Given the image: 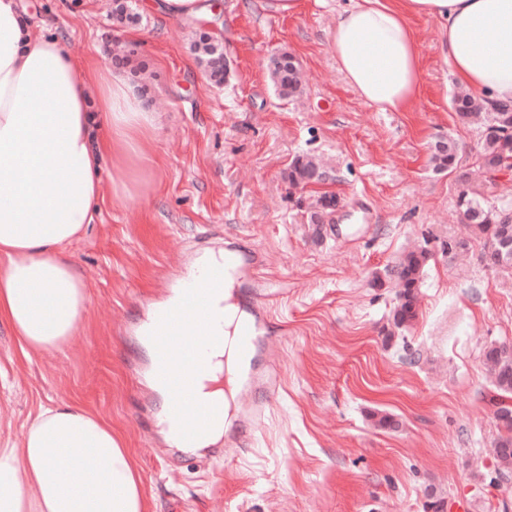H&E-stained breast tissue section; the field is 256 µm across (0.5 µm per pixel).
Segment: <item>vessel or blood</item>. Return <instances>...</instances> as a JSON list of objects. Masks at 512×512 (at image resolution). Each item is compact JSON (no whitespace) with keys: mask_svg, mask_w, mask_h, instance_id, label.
I'll return each mask as SVG.
<instances>
[{"mask_svg":"<svg viewBox=\"0 0 512 512\" xmlns=\"http://www.w3.org/2000/svg\"><path fill=\"white\" fill-rule=\"evenodd\" d=\"M255 260V254H240L238 247L231 243L224 249L222 263L208 266L201 272L176 274V303L158 315L145 335L153 349L151 380L172 394L164 423L172 429L180 447H196L210 426L224 416L223 409L200 399L197 375L205 367V353L181 342L185 320L193 318L198 332L208 342L219 341L212 298L224 289V269L229 266L238 273L253 268ZM257 298V293H249L251 315L239 324L234 345L245 365L241 375L243 387L253 388L265 397L271 394L273 382L255 363L263 340L261 331L266 325L264 310L257 305Z\"/></svg>","mask_w":512,"mask_h":512,"instance_id":"b4317fda","label":"vessel or blood"}]
</instances>
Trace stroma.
<instances>
[{
	"label": "stroma",
	"instance_id": "stroma-1",
	"mask_svg": "<svg viewBox=\"0 0 512 512\" xmlns=\"http://www.w3.org/2000/svg\"><path fill=\"white\" fill-rule=\"evenodd\" d=\"M137 0L142 21L116 28L112 0H29L78 60L121 72L158 120L164 174L142 199L105 202L68 251L82 272L88 315L62 350L24 359L0 330V432L18 433L39 405L80 399L111 419L131 448L150 512H512V481L488 476L499 434L485 365L488 346L512 342V267H492L457 209L466 187L512 209V167L477 163L480 123L458 122L460 86L441 56L437 25L413 20L422 87L409 111L379 112L346 84L327 46L349 0H216L208 29L232 74L210 84L188 51L195 21L161 19ZM295 55L304 89L284 102L268 69ZM461 147L452 173L429 162L436 141ZM321 160L340 199L330 223L309 214L320 188L293 186L291 161ZM238 243L256 253L255 278L272 289L264 364L276 380L249 446H170L144 390L147 357L136 331L170 275ZM427 251L417 318L395 328L396 269ZM382 287H374V278ZM395 424L382 427L378 416Z\"/></svg>",
	"mask_w": 512,
	"mask_h": 512
}]
</instances>
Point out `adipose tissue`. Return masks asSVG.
I'll list each match as a JSON object with an SVG mask.
<instances>
[{"label":"adipose tissue","instance_id":"adipose-tissue-1","mask_svg":"<svg viewBox=\"0 0 512 512\" xmlns=\"http://www.w3.org/2000/svg\"><path fill=\"white\" fill-rule=\"evenodd\" d=\"M437 21L451 75L474 96L512 104V0H350L328 44L346 83L380 112L421 89L411 20ZM157 127L123 75L76 62L37 31L23 0H0V327L24 357L70 345L88 313L67 248L95 220L102 183L144 197L163 175ZM203 399L232 420V343L213 345ZM0 512H148L134 457L105 416L78 402L39 406L0 440Z\"/></svg>","mask_w":512,"mask_h":512}]
</instances>
